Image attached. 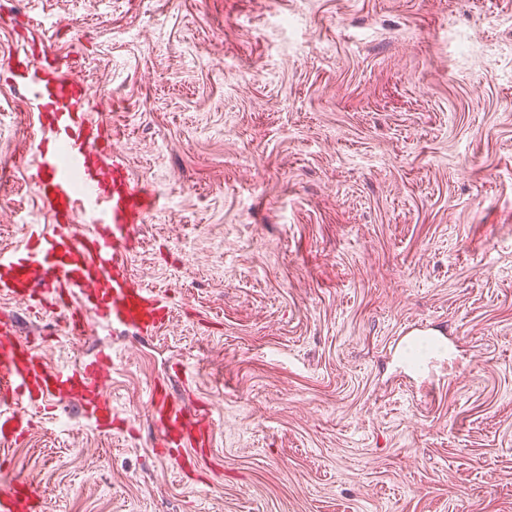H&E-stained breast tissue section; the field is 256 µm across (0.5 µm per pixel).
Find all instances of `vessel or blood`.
Instances as JSON below:
<instances>
[{
	"label": "vessel or blood",
	"mask_w": 512,
	"mask_h": 512,
	"mask_svg": "<svg viewBox=\"0 0 512 512\" xmlns=\"http://www.w3.org/2000/svg\"><path fill=\"white\" fill-rule=\"evenodd\" d=\"M10 70L37 114L35 192L52 228L31 222L19 247L0 249V295L34 304L51 301L71 334L128 326L154 333L169 309L154 290L130 273L131 243L146 214L156 206L151 186L134 182L127 160L113 152L112 132L91 117L95 94L62 62L53 45L37 58L8 57ZM100 358L71 368L49 367L11 324L0 327V438L29 435V407L79 398L87 419L101 432L112 430V405L100 389ZM147 417L164 448H184L198 467L215 431L210 416L187 418L182 404L165 390L152 393ZM31 484L18 482L0 496V512H39Z\"/></svg>",
	"instance_id": "obj_1"
}]
</instances>
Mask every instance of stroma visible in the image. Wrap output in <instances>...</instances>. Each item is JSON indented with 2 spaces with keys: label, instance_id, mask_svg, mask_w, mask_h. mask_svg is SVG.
Here are the masks:
<instances>
[{
  "label": "stroma",
  "instance_id": "35a3bbf8",
  "mask_svg": "<svg viewBox=\"0 0 512 512\" xmlns=\"http://www.w3.org/2000/svg\"><path fill=\"white\" fill-rule=\"evenodd\" d=\"M80 55L158 207L131 270L171 322L72 337L0 297L52 367L111 352V433L72 400L0 444L44 512H512V0H13L0 60ZM36 114L0 79V247L39 210ZM454 360L411 374L399 336ZM216 431L199 477L146 421ZM147 417L160 438L161 448H190L187 455L189 469H195L205 460V448L209 447L215 431V423L207 412L192 420L185 415L182 404L165 390H155L147 407Z\"/></svg>",
  "mask_w": 512,
  "mask_h": 512
}]
</instances>
